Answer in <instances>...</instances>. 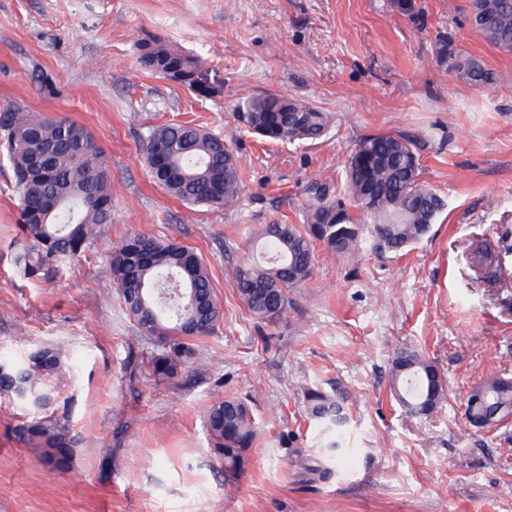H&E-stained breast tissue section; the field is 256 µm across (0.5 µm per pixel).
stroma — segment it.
I'll return each mask as SVG.
<instances>
[{"instance_id": "35a3bbf8", "label": "stroma", "mask_w": 512, "mask_h": 512, "mask_svg": "<svg viewBox=\"0 0 512 512\" xmlns=\"http://www.w3.org/2000/svg\"><path fill=\"white\" fill-rule=\"evenodd\" d=\"M468 0H0V105L86 127L112 175V221L52 283L19 277L12 171L0 154V343L21 356L59 346L65 386L53 410L78 439L66 471L12 432L22 414L0 396V512H512V417L498 429L465 418L489 374L512 377V54L466 21ZM158 37L198 56L223 85L202 98L147 69L138 43ZM498 76L470 86L437 65L436 40ZM51 76L48 96L36 76ZM285 94L328 117L319 138L265 140L238 120L247 98ZM193 122L224 136L243 191L222 208L187 205L157 186L141 151L148 129ZM417 139L421 178L446 206L404 252L353 258L317 245L311 278L276 321L254 318L232 270L263 224L304 223L309 179L342 175L356 143ZM170 239L204 260L223 307L192 341L181 374L156 380L155 338L126 315L107 271L128 236ZM422 351L445 384L431 418L392 398L390 367ZM342 395L352 450L331 479L304 482L317 457L305 392ZM234 397L257 426L245 471L224 478L207 408Z\"/></svg>"}]
</instances>
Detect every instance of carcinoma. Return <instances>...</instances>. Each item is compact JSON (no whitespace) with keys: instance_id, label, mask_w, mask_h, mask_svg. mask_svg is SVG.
<instances>
[{"instance_id":"cac0c4a2","label":"carcinoma","mask_w":512,"mask_h":512,"mask_svg":"<svg viewBox=\"0 0 512 512\" xmlns=\"http://www.w3.org/2000/svg\"><path fill=\"white\" fill-rule=\"evenodd\" d=\"M469 22L489 44L512 53V0H470ZM148 44L197 76L199 84L188 83L187 89L211 95L217 79L199 58L168 49L157 39L140 42ZM435 57L439 66L472 86L497 82L480 59L456 48L446 36L436 41ZM239 119L255 134L281 142L293 140L298 130L314 139L326 123L325 114L310 104L277 94L247 99ZM0 145L11 162L25 236L13 265L30 282H51L67 261L82 255L101 225L112 223L110 170L86 128L67 119L38 118L18 103L0 106ZM158 147L170 151L166 170L154 163ZM415 148L416 140L404 134L363 138L346 160L344 183L328 178L307 182L306 223L261 226V260L233 270L237 294L254 317L273 321L285 312L289 289L312 275L318 242L349 257L369 237L373 249L396 254L429 232L445 202L421 180ZM143 154L154 181L182 202L222 207L241 194L237 157L224 137L199 126H152L143 139ZM342 194L362 216L350 212ZM108 272L128 317L160 341L148 360L150 375L159 380L177 377L191 353L189 341L211 335L223 316L201 257L170 240L134 235L113 251ZM61 368V350L51 344L17 358L0 354V396L29 416L15 427V437L46 465L64 471L73 464L77 441L65 417L50 411ZM391 389L404 411L419 418L432 417L445 399L436 366L409 348L394 354ZM305 398L317 426L320 455L331 458L347 451L349 417L343 399L313 389ZM511 412L512 378L490 376L467 398L465 417L471 426L485 429ZM206 427L224 461V476L238 477L256 438L248 405L238 399L212 403Z\"/></svg>"}]
</instances>
